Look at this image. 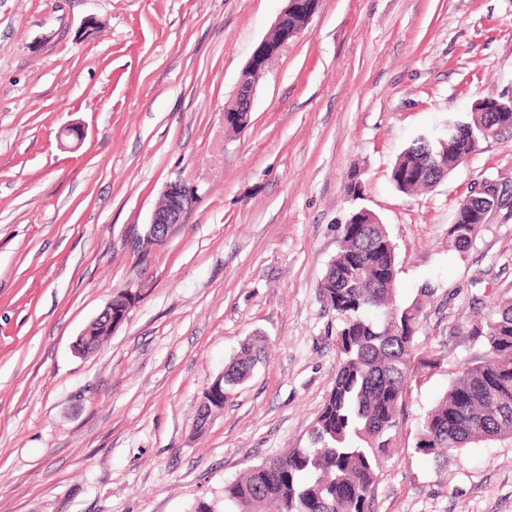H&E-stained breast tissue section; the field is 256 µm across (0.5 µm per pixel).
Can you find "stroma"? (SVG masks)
<instances>
[{
  "mask_svg": "<svg viewBox=\"0 0 512 512\" xmlns=\"http://www.w3.org/2000/svg\"><path fill=\"white\" fill-rule=\"evenodd\" d=\"M287 0H0V512H224L247 466L307 447L336 373L320 284L351 211L396 244L422 298L411 382L371 512H512V440L445 468L417 423L481 360L470 329L512 297V207L448 235L459 200L512 181V132L434 188L391 169L418 136L512 96V0H319L260 79L249 126L224 108ZM197 204L150 253L167 184ZM359 182V195L348 191ZM139 303L98 351L73 345L113 295ZM258 335L267 358L204 431L207 384Z\"/></svg>",
  "mask_w": 512,
  "mask_h": 512,
  "instance_id": "1",
  "label": "stroma"
}]
</instances>
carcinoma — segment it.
Returning a JSON list of instances; mask_svg holds the SVG:
<instances>
[{"instance_id": "carcinoma-1", "label": "carcinoma", "mask_w": 512, "mask_h": 512, "mask_svg": "<svg viewBox=\"0 0 512 512\" xmlns=\"http://www.w3.org/2000/svg\"><path fill=\"white\" fill-rule=\"evenodd\" d=\"M495 106V98H480L468 119L448 124L446 136L414 139L393 165L395 188L406 195L431 189L476 155L474 139L512 117L493 111ZM478 197L469 192L455 209L459 221L451 224L449 237L462 252L474 232L469 216ZM397 273L396 246L385 225L362 208L352 212L320 284L338 321L336 381L309 433V446L264 459L224 484V512H369L408 385L418 369L437 366L431 355L412 364L422 308L417 301L397 300ZM471 334L487 355L458 372L417 427L415 449L440 467L465 448L512 439V299L494 303ZM111 336L107 320L88 330L96 349ZM266 352L264 341H245L224 370V390L243 384ZM224 404L219 396L210 399L198 413L197 428Z\"/></svg>"}]
</instances>
